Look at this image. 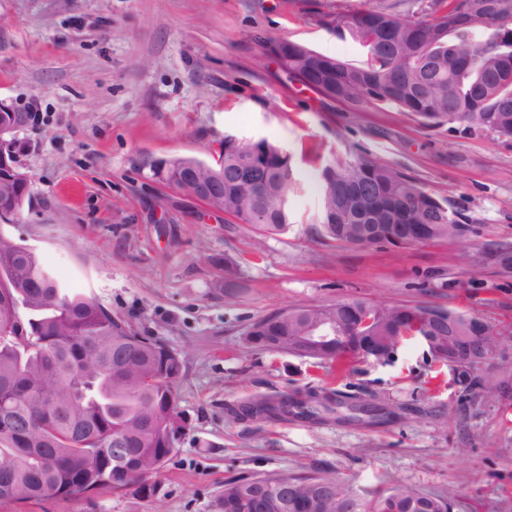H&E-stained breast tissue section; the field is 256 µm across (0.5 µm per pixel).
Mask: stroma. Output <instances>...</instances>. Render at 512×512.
<instances>
[{
	"mask_svg": "<svg viewBox=\"0 0 512 512\" xmlns=\"http://www.w3.org/2000/svg\"><path fill=\"white\" fill-rule=\"evenodd\" d=\"M303 43L356 63L362 48L322 28L308 0H0V102L31 118L19 132L30 201L0 233L54 277L185 360L175 453L143 498L105 489L0 512H214L230 477L318 473L372 500L406 485L450 494L451 512H512V406L463 410L449 367L404 338L393 359L340 375L249 346L245 334L284 308L355 298L441 305L501 334L489 364L512 379V275L471 261L512 243V137L470 123L425 127L405 112H352L291 82L257 37ZM291 154L286 232L261 235L160 184L153 162L216 163L225 137ZM355 151L447 199L464 236L357 249L314 232L323 162ZM241 292L219 287L224 259ZM483 285L471 287L472 276ZM341 391L394 410V422L335 415L240 418L257 395Z\"/></svg>",
	"mask_w": 512,
	"mask_h": 512,
	"instance_id": "stroma-1",
	"label": "stroma"
}]
</instances>
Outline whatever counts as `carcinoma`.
I'll return each mask as SVG.
<instances>
[{
	"instance_id": "obj_1",
	"label": "carcinoma",
	"mask_w": 512,
	"mask_h": 512,
	"mask_svg": "<svg viewBox=\"0 0 512 512\" xmlns=\"http://www.w3.org/2000/svg\"><path fill=\"white\" fill-rule=\"evenodd\" d=\"M420 15L401 17L376 0L359 10L313 9L323 28L350 38L364 60L350 63L288 42L291 78L352 111L407 112L425 126L474 123L512 137V0H424ZM12 172L0 171V217L20 214L29 196L22 167L7 159ZM224 183L208 199L209 208L251 224L260 234L284 231L290 224L288 192L292 157L265 139L224 137L216 165L194 159L160 161L153 176L168 187L200 197L212 193L217 175ZM320 211L316 223L325 238L369 248L418 243L415 226L426 225L430 241L467 232L448 200L427 192L401 169L366 154L336 158L319 174ZM488 257L504 274L512 273V244L493 243ZM240 288L239 265L224 258V296ZM30 312L27 322L19 308ZM466 320L469 338L448 344V323ZM321 325L334 340L310 342ZM429 336V356L452 367L463 408L483 390L489 404L512 399V382L485 381L472 357L499 343L482 319L439 306H386L354 299L323 307H295L266 314L253 323L249 345L291 354L315 363L350 362L368 350L377 360L391 358L403 337ZM184 358L162 341L141 336L95 300L59 283L35 252L0 233V415L29 423L20 437L0 433V500L68 499L101 488L125 493L139 482V495H157L159 485L142 472L160 468L173 449L162 428L176 431L177 383ZM53 389L69 418L35 399L39 388ZM309 399H303V396ZM259 395L233 410L241 418L292 415L316 421L336 412L344 422L383 423L395 412L371 400L325 404L313 393ZM121 440L117 459L113 441ZM284 482L288 498L273 492L262 512H303L300 502L328 496L320 512H448L443 496L395 486L363 502L337 477L267 474ZM257 478H228L216 500L218 512H245L259 493Z\"/></svg>"
}]
</instances>
